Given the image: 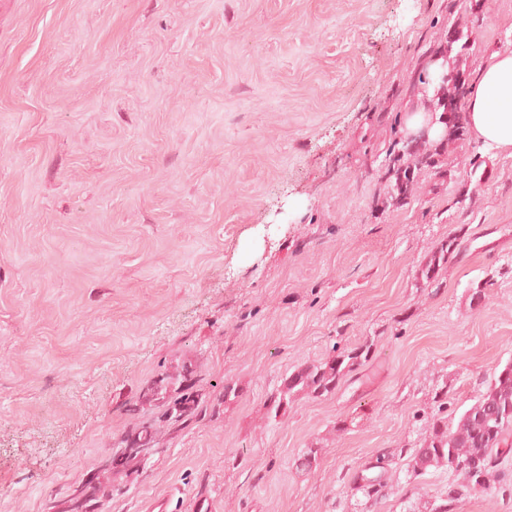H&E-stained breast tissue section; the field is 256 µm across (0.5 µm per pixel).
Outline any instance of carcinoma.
Returning <instances> with one entry per match:
<instances>
[{
  "mask_svg": "<svg viewBox=\"0 0 512 512\" xmlns=\"http://www.w3.org/2000/svg\"><path fill=\"white\" fill-rule=\"evenodd\" d=\"M466 35L455 27L446 33L444 51L447 56L460 45V50L468 47ZM466 76L457 67L445 72V79L436 97L427 100V109L443 119L448 100H463L461 85ZM444 142L406 144L395 140L387 149L388 168L393 180L390 184L389 203L404 205L417 191L420 172L429 170L438 175L443 165ZM459 238L450 236L432 253L422 268L426 283L437 281L440 272L458 253ZM371 345L360 344L346 347L323 362L304 364L286 375L274 393L268 398L267 414L273 418L286 412L295 398L304 394L313 398L333 392L340 381L356 365L369 358ZM152 398L162 402L163 416L169 419L187 415L195 406V399L180 389H171L165 379L156 381L150 388ZM159 429L152 425H136L125 437V452L121 466L130 469L141 462V453L152 447ZM512 448V362L495 371L493 379L481 392L477 401L466 410L455 429L439 418L432 432L421 447L413 449L407 463V474L417 479L431 468L446 467L458 473L460 481L448 486V494L440 498V503L431 505L425 512H454L456 503L478 489L485 488L488 476L498 470L505 454L503 448Z\"/></svg>",
  "mask_w": 512,
  "mask_h": 512,
  "instance_id": "obj_1",
  "label": "carcinoma"
}]
</instances>
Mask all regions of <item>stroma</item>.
<instances>
[{
  "label": "stroma",
  "instance_id": "obj_1",
  "mask_svg": "<svg viewBox=\"0 0 512 512\" xmlns=\"http://www.w3.org/2000/svg\"><path fill=\"white\" fill-rule=\"evenodd\" d=\"M482 2L0 0V512H409L447 493L455 472L411 482L399 452L438 389L456 425L512 360V157L450 142L447 179L421 173L396 207L385 156L449 26L468 80L512 51V0ZM363 340L334 393L268 419L286 374ZM166 375L200 399L178 422L144 399ZM141 423L160 434L131 474L115 460ZM382 453L370 501L356 479ZM455 512H512V454ZM459 238L456 236H450L444 240L440 247L432 253L429 260L425 263L422 268V277L426 280V283H435L440 275V272L445 266L452 260L458 253Z\"/></svg>",
  "mask_w": 512,
  "mask_h": 512
}]
</instances>
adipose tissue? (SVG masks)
I'll use <instances>...</instances> for the list:
<instances>
[{
    "mask_svg": "<svg viewBox=\"0 0 512 512\" xmlns=\"http://www.w3.org/2000/svg\"><path fill=\"white\" fill-rule=\"evenodd\" d=\"M463 117L474 138L512 155V52L490 56L468 88Z\"/></svg>",
    "mask_w": 512,
    "mask_h": 512,
    "instance_id": "ef3b65f1",
    "label": "adipose tissue"
}]
</instances>
